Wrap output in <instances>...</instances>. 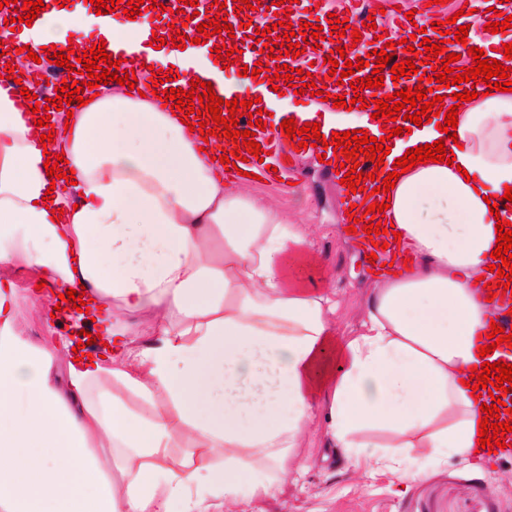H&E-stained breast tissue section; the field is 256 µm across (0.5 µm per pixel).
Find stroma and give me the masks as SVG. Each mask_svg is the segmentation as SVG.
<instances>
[{
  "label": "stroma",
  "instance_id": "stroma-1",
  "mask_svg": "<svg viewBox=\"0 0 512 512\" xmlns=\"http://www.w3.org/2000/svg\"><path fill=\"white\" fill-rule=\"evenodd\" d=\"M251 191L308 225V255L289 263L288 271L308 287L332 288L338 332L355 330L371 274L345 230L342 188L328 165L308 151L292 162L281 181L256 180ZM307 458L301 484L285 482L274 496L251 502L244 512H512V455L476 465L452 462L427 480L403 486L390 477L365 481L328 450L316 425Z\"/></svg>",
  "mask_w": 512,
  "mask_h": 512
}]
</instances>
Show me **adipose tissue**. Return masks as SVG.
<instances>
[{"instance_id": "ef3b65f1", "label": "adipose tissue", "mask_w": 512, "mask_h": 512, "mask_svg": "<svg viewBox=\"0 0 512 512\" xmlns=\"http://www.w3.org/2000/svg\"><path fill=\"white\" fill-rule=\"evenodd\" d=\"M95 22L44 11L25 36L49 48ZM37 119L0 89V512H224L274 494L318 414L368 477L474 457L483 413L461 380L497 317L474 280L495 282L496 222L512 221L486 202L512 186V92L463 104L455 165L398 178L380 219L409 264L375 280L348 335L282 263L305 226L225 187L222 139L117 83L51 144ZM51 153L72 179H49ZM16 272L84 289L102 355L75 360L58 317L20 334Z\"/></svg>"}]
</instances>
